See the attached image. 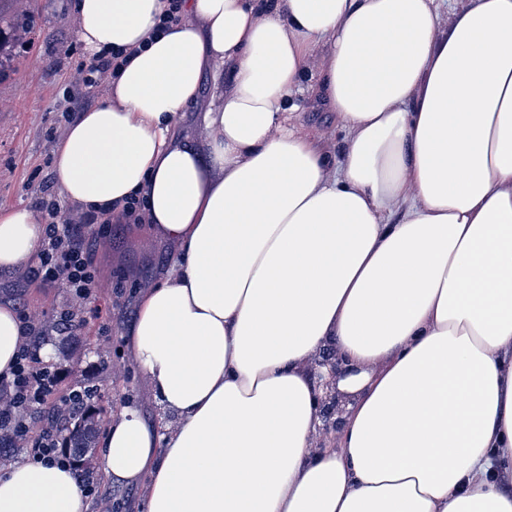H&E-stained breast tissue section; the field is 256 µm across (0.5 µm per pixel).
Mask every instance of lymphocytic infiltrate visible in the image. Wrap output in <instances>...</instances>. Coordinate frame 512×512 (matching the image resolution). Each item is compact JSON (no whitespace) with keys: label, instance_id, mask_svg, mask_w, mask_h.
<instances>
[{"label":"lymphocytic infiltrate","instance_id":"obj_1","mask_svg":"<svg viewBox=\"0 0 512 512\" xmlns=\"http://www.w3.org/2000/svg\"><path fill=\"white\" fill-rule=\"evenodd\" d=\"M36 211L45 222L44 237L37 262L20 273L17 285L65 289L71 303L53 313L52 319L79 331V306L96 302L102 293L97 250L112 222L73 206L61 207L55 198L39 202ZM19 317L24 342L11 373L0 377V446L23 449L35 460L63 463L69 453L57 428L35 427L34 419L48 409L59 421L76 417L84 406L82 387L64 386L63 371L42 364L39 351L47 328L27 311H20Z\"/></svg>","mask_w":512,"mask_h":512}]
</instances>
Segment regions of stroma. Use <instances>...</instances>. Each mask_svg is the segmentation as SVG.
<instances>
[{
  "label": "stroma",
  "mask_w": 512,
  "mask_h": 512,
  "mask_svg": "<svg viewBox=\"0 0 512 512\" xmlns=\"http://www.w3.org/2000/svg\"><path fill=\"white\" fill-rule=\"evenodd\" d=\"M74 0H0V35L9 40L11 64L0 74V204L33 207L44 188L55 187L51 138H62L74 97L96 105L103 84L73 85L89 59L74 25ZM290 125L313 136L319 149L338 158L348 134L316 93L303 95ZM179 260L175 245L146 233L144 225L121 224L98 248L101 275L111 288L96 310H82L80 334L46 337L40 355L63 362L67 384L97 386L107 417L127 404L140 407L153 424L170 427L132 357L128 325L140 293Z\"/></svg>",
  "instance_id": "obj_1"
}]
</instances>
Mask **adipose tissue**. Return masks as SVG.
<instances>
[{
  "label": "adipose tissue",
  "instance_id": "adipose-tissue-1",
  "mask_svg": "<svg viewBox=\"0 0 512 512\" xmlns=\"http://www.w3.org/2000/svg\"><path fill=\"white\" fill-rule=\"evenodd\" d=\"M170 3L74 4L85 48L125 63L55 179L103 218L139 201L181 250L128 327L173 426L123 407L100 474L145 483V512H512V0H464L445 32L438 0H181L167 26ZM315 66L336 162L288 125ZM43 236L0 205V269ZM23 340L0 303L1 374ZM328 345L349 404L318 448ZM85 508L69 466L0 472V512Z\"/></svg>",
  "mask_w": 512,
  "mask_h": 512
}]
</instances>
